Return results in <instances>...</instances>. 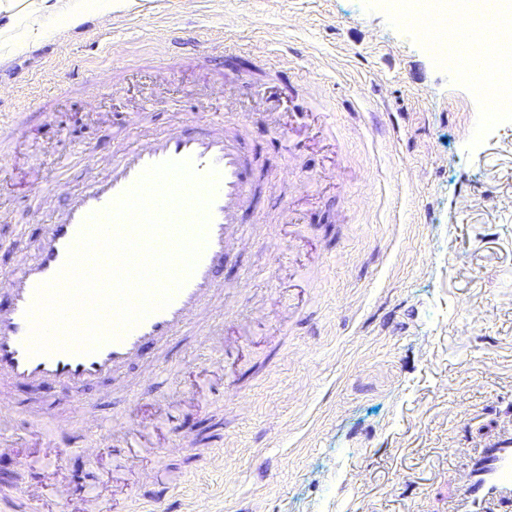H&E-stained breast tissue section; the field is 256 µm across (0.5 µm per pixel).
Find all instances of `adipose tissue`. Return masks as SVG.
<instances>
[{
    "instance_id": "1",
    "label": "adipose tissue",
    "mask_w": 512,
    "mask_h": 512,
    "mask_svg": "<svg viewBox=\"0 0 512 512\" xmlns=\"http://www.w3.org/2000/svg\"><path fill=\"white\" fill-rule=\"evenodd\" d=\"M128 0H29L27 8H19L17 0H0V15L6 21L0 25V52L18 53L41 34L44 20L56 16L71 25L79 24L91 11L109 15L126 9Z\"/></svg>"
}]
</instances>
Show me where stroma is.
<instances>
[{
    "label": "stroma",
    "mask_w": 512,
    "mask_h": 512,
    "mask_svg": "<svg viewBox=\"0 0 512 512\" xmlns=\"http://www.w3.org/2000/svg\"><path fill=\"white\" fill-rule=\"evenodd\" d=\"M404 2L133 0L0 59V108L30 115L12 151L27 189L0 173V240L23 226L26 249H1L0 273L33 256L30 191L75 145L108 155L113 137L132 144L195 111L213 80L280 61L302 81L304 104L330 115L322 138L298 149L305 128L280 142L259 99L240 103L270 218L262 244L224 267L225 281L248 280L223 319L245 335L220 356L200 337H177L175 375L143 382L134 366L86 394L14 388L16 454L0 457V489L20 484L51 434L31 411L52 418L83 400L117 419L136 382L150 445L179 431L195 439L161 470L180 512H448L479 451L512 433V121H487L478 74L441 62ZM172 29L187 51L217 57L161 69ZM75 59L123 68L121 84L82 96ZM64 88L67 102L42 110ZM151 99L157 107L144 111ZM331 170L332 187L322 181ZM283 195L296 225L279 219ZM284 233L295 247L275 265L265 244ZM177 398L175 431L160 418ZM89 443L76 430L60 471L88 474L105 501L123 499L136 482L125 455L88 457Z\"/></svg>",
    "instance_id": "35a3bbf8"
}]
</instances>
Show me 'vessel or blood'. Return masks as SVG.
<instances>
[{
  "label": "vessel or blood",
  "instance_id": "b4317fda",
  "mask_svg": "<svg viewBox=\"0 0 512 512\" xmlns=\"http://www.w3.org/2000/svg\"><path fill=\"white\" fill-rule=\"evenodd\" d=\"M269 83L274 92L264 118L278 137L285 138L289 135L288 123L280 106L287 98H299L302 88L288 80L285 69L279 66L270 68ZM223 93V85L211 86V101L201 114L180 118L136 145L115 142L111 155L101 163L107 169L106 175L90 178L80 190H68L66 180L55 176L43 195L49 198L64 191L63 209L51 210L40 203L31 207V217L41 226L35 253L0 277V290L7 296L6 303L0 305V452L11 451L15 446L10 405L13 385L53 383L80 390L121 373L140 359L146 362V372L154 373L161 367L159 352L176 337L198 333L211 343H218L219 332L208 326L207 318L223 310L235 291L234 285L223 282L219 272L231 251L257 241L246 214L257 200L259 187L253 162L241 140L250 120L245 114L229 110ZM27 127V113L12 112L0 117V159L8 155L13 142ZM184 159L191 160L199 176L214 169L219 178L208 193L206 242L193 273L175 292L170 304L105 342L96 352L57 350L30 354L27 311L35 300L36 289L62 269L68 249L87 218L105 214L116 199L137 184L148 166ZM78 426L90 427L93 435L123 450L130 470L140 479L151 477L145 457L158 460L164 456L163 449L142 445L136 413L104 425L94 421L87 405L75 403L56 418L53 440L66 437ZM56 466L57 456L51 451L24 466L19 490L0 492V512H39L48 488L44 477ZM87 485V475L72 474L71 493L66 498L69 512H104L102 499L88 492ZM456 502L458 512H503L512 507V438L503 439L482 453L459 483Z\"/></svg>",
  "mask_w": 512,
  "mask_h": 512
}]
</instances>
